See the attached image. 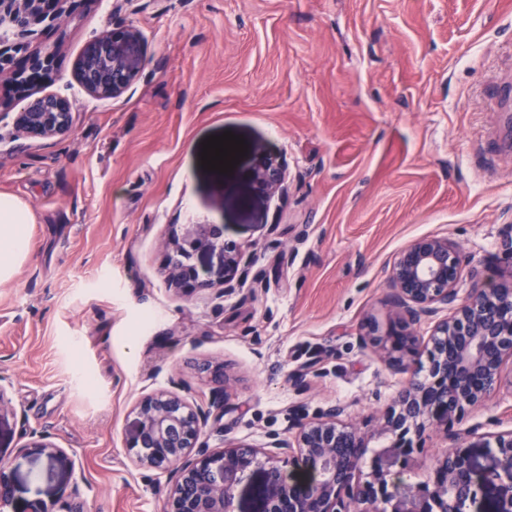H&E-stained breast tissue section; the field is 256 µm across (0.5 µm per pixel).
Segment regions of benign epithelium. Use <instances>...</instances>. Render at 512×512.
Masks as SVG:
<instances>
[{
  "instance_id": "7a95c632",
  "label": "benign epithelium",
  "mask_w": 512,
  "mask_h": 512,
  "mask_svg": "<svg viewBox=\"0 0 512 512\" xmlns=\"http://www.w3.org/2000/svg\"><path fill=\"white\" fill-rule=\"evenodd\" d=\"M68 0H0V24L27 37L39 26L61 25ZM147 44L140 29L120 25L92 39L74 68L88 95L118 98L141 73ZM55 51L30 52L22 42L0 40V76L9 75L13 90L24 100L13 113L16 137L40 142L67 136L76 119L66 97L43 92L52 82ZM253 181L267 194L281 190L282 166L262 159ZM167 281L176 293L191 296L207 286L195 258L206 253L224 271V291L243 283L253 257L224 240L222 224H192L181 238L165 245ZM462 247L446 237L422 236L410 242L394 261L391 273V328L372 327L361 337L377 348L386 363L407 375L393 407L380 424L392 439L396 456L405 457L413 440L431 425L448 424L465 408L484 401L494 390L506 359H512V282L477 281L464 299L456 285L469 266ZM446 311L435 321L430 338L427 374L420 376L413 358L414 327ZM229 410L227 391L211 394L192 407L174 393L149 395L135 408L137 429L129 443L141 467L164 470L179 462V478L170 494L169 512H235L234 499L244 473L259 463L262 484L256 512H352L356 503L370 512L391 506V512H458L460 502L475 503L478 494L493 496V512H512V430L485 439L478 428L466 431L468 449L454 448L440 460L426 482L405 485L393 471L395 461L373 454L370 480L360 482V466L368 452V436L343 420L345 407L332 405L296 431L274 435L267 446L232 443L217 456L201 441L203 428L218 424ZM27 447L53 461L59 452L44 438ZM197 457L188 458L191 449ZM492 448V464L476 468L470 449ZM11 505L8 464L0 460V508ZM28 512H82L79 490L59 506L34 503Z\"/></svg>"
}]
</instances>
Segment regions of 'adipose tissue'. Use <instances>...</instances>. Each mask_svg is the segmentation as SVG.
Here are the masks:
<instances>
[{"label":"adipose tissue","mask_w":512,"mask_h":512,"mask_svg":"<svg viewBox=\"0 0 512 512\" xmlns=\"http://www.w3.org/2000/svg\"><path fill=\"white\" fill-rule=\"evenodd\" d=\"M33 214L27 204L0 196V281L8 279L26 254Z\"/></svg>","instance_id":"obj_1"}]
</instances>
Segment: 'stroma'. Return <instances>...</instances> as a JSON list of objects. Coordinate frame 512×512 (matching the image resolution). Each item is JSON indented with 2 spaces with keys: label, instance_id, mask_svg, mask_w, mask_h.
<instances>
[{
  "label": "stroma",
  "instance_id": "1",
  "mask_svg": "<svg viewBox=\"0 0 512 512\" xmlns=\"http://www.w3.org/2000/svg\"><path fill=\"white\" fill-rule=\"evenodd\" d=\"M29 48L57 51L49 92L72 133L17 148L0 118V195L29 205L27 253L0 281V458L10 512L79 487L84 512H167L173 471L138 467L134 408L171 390L196 404L226 389L212 454L265 447L333 404L377 427L403 376L359 336L392 323L388 271L416 237L459 243L457 284L512 280V0H74ZM137 25L147 42L129 93L95 99L74 77L85 45ZM232 132L245 156L203 169L202 143ZM286 172L259 191L262 157ZM220 224L253 254L225 292L170 290L163 241ZM220 368L225 382L201 377ZM512 429V360L482 404L426 430L403 471L426 481L446 434ZM59 448L54 463L33 436Z\"/></svg>",
  "mask_w": 512,
  "mask_h": 512
}]
</instances>
